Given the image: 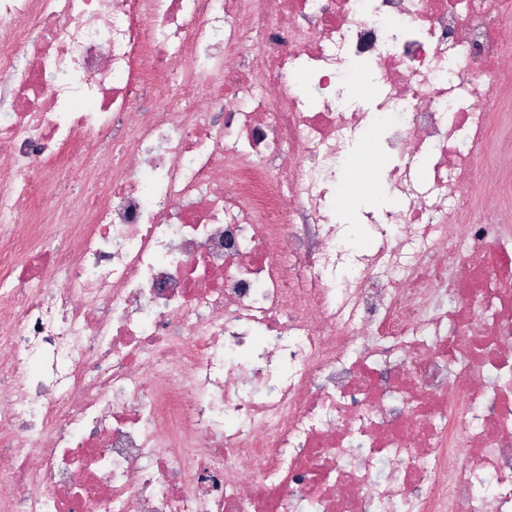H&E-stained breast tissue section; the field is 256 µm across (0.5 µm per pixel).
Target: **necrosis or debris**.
Returning a JSON list of instances; mask_svg holds the SVG:
<instances>
[{
    "label": "necrosis or debris",
    "instance_id": "obj_1",
    "mask_svg": "<svg viewBox=\"0 0 512 512\" xmlns=\"http://www.w3.org/2000/svg\"><path fill=\"white\" fill-rule=\"evenodd\" d=\"M511 47L512 0H0V512H512Z\"/></svg>",
    "mask_w": 512,
    "mask_h": 512
}]
</instances>
